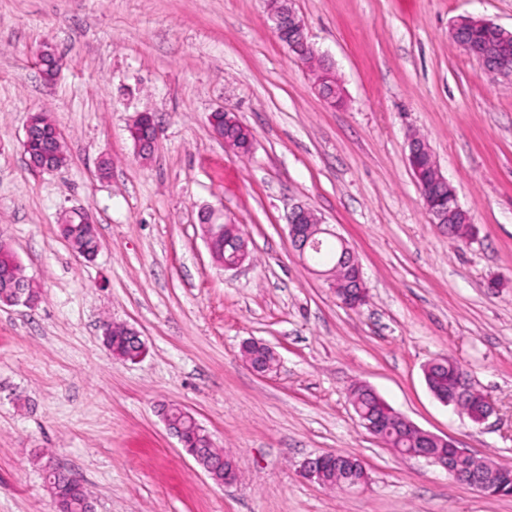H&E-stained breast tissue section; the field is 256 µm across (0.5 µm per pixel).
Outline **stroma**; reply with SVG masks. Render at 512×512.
Instances as JSON below:
<instances>
[{"instance_id": "stroma-1", "label": "stroma", "mask_w": 512, "mask_h": 512, "mask_svg": "<svg viewBox=\"0 0 512 512\" xmlns=\"http://www.w3.org/2000/svg\"><path fill=\"white\" fill-rule=\"evenodd\" d=\"M341 103L272 33L266 0H0V240L42 290L0 307V512H56L39 457L76 474L95 512H512L361 424L353 385L419 427L512 465V82L485 74L449 36L462 16L512 30V0H296ZM62 58L54 85L37 52ZM233 112L254 138L230 155L208 117ZM47 113L68 163L32 168L24 127ZM154 115L141 163L128 129ZM428 143L476 228L433 224L408 162ZM109 156L108 178L97 175ZM302 204L360 262L369 298L344 307L298 257L287 217ZM223 210L251 259L224 270L199 224ZM89 210L101 250L77 257L58 224ZM146 351L113 359L103 320ZM276 368L255 373L243 341ZM446 357L496 407L472 423L429 392ZM191 412L239 477L216 484L165 428ZM351 454L355 489L304 478L316 454ZM317 85L319 87V94L328 103L335 105L341 101L342 91L336 82L335 72L332 66L323 63L317 75Z\"/></svg>"}]
</instances>
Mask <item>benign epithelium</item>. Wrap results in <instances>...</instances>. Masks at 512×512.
I'll return each mask as SVG.
<instances>
[{
	"instance_id": "benign-epithelium-1",
	"label": "benign epithelium",
	"mask_w": 512,
	"mask_h": 512,
	"mask_svg": "<svg viewBox=\"0 0 512 512\" xmlns=\"http://www.w3.org/2000/svg\"><path fill=\"white\" fill-rule=\"evenodd\" d=\"M267 10L273 22L272 31L288 49L298 55H315L313 45L309 42L303 19L294 7V0L281 4L277 0H267ZM486 25L496 31L495 43L486 46L479 60L482 69L493 76L504 79L512 78V31H508L494 22L484 18L461 17L450 28L451 39L465 50H470L469 44L463 40L464 34L472 26ZM39 65L46 84L51 85L59 73V60L56 53L45 47L38 53ZM319 94L330 104H336L342 99V91L336 82L333 67L322 65L317 75ZM133 139L136 155L145 161L153 158L158 139V127L153 116L149 113L140 114L129 128ZM64 135L52 123L41 120V114L29 117L22 141L23 149L29 155V164L42 171L58 169L57 159L64 155L62 141ZM431 171L428 179H416V184L426 210L435 224L448 223V212L459 214L464 223H470L468 213L459 204L456 191L448 179L442 174L436 162H430ZM201 223L204 238L208 248H213L214 242L224 232V213L214 208L202 211ZM288 236L299 257L310 259L320 245V236L335 235L331 229L323 226V221L314 211L303 206H295L288 214ZM341 244L340 260L346 263L347 272L332 282L336 291L344 299V306L357 310L367 301V287L363 277L362 267L352 249L347 247L344 240ZM443 366H451L454 379V391L458 400H474L481 407L486 420L495 412L494 403L472 387L467 372L458 364L442 362ZM454 399V400H456ZM454 400L440 399L445 405L454 404ZM398 423L420 434L421 442L418 448L396 449V452L408 458H422L444 468L455 481L470 486L475 491L491 495L495 489L504 485L503 476L512 470L504 464L481 462L471 453L456 446L455 441L444 438L421 429L402 413L387 409L385 414L364 422L366 429L376 438L387 441L386 429L392 423ZM328 455H318L304 459L301 473L316 481H321L319 465Z\"/></svg>"
}]
</instances>
